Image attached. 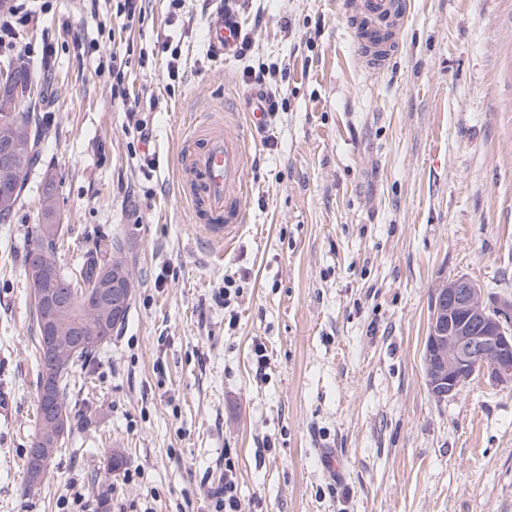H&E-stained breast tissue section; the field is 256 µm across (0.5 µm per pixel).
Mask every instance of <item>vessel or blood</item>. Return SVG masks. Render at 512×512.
Wrapping results in <instances>:
<instances>
[{
  "instance_id": "1",
  "label": "vessel or blood",
  "mask_w": 512,
  "mask_h": 512,
  "mask_svg": "<svg viewBox=\"0 0 512 512\" xmlns=\"http://www.w3.org/2000/svg\"><path fill=\"white\" fill-rule=\"evenodd\" d=\"M407 0H350L348 10L360 54L367 68L382 71L391 61L407 20ZM240 40L232 21L216 19L208 44L231 56ZM179 181L193 208V221L212 245L229 250L246 217L242 199L252 165L248 132L234 115H213L180 133Z\"/></svg>"
}]
</instances>
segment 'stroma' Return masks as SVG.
<instances>
[{
  "instance_id": "stroma-1",
  "label": "stroma",
  "mask_w": 512,
  "mask_h": 512,
  "mask_svg": "<svg viewBox=\"0 0 512 512\" xmlns=\"http://www.w3.org/2000/svg\"><path fill=\"white\" fill-rule=\"evenodd\" d=\"M347 2L236 0L250 46L227 59L205 41L224 0H143L123 31L115 0H28V51L1 50L0 68L28 66L48 134L0 223V512H63L79 489L86 512H213L228 461L242 512H512V386L479 374L440 401L421 360L442 279L512 301V0H409L375 75ZM116 50L150 142L112 97ZM259 67L279 109L250 133L247 222L221 255L179 193L178 133L247 102ZM48 185L62 263L123 239L133 288L75 368L71 429L31 490L24 255Z\"/></svg>"
}]
</instances>
